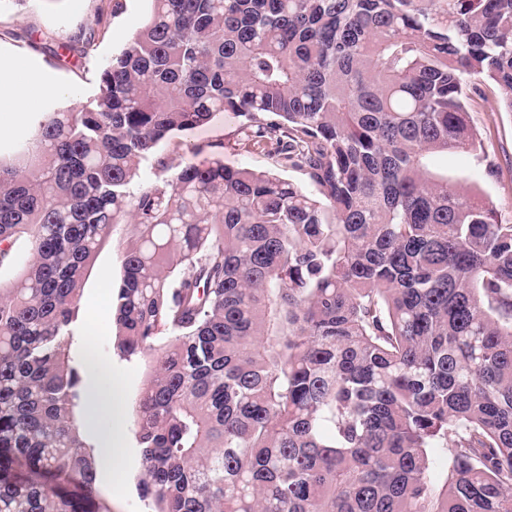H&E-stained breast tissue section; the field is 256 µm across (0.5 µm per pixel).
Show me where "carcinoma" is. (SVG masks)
<instances>
[{
    "label": "carcinoma",
    "instance_id": "obj_1",
    "mask_svg": "<svg viewBox=\"0 0 512 512\" xmlns=\"http://www.w3.org/2000/svg\"><path fill=\"white\" fill-rule=\"evenodd\" d=\"M150 2L0 161V512H112L71 346L120 224L145 512H512V224L430 165L480 148L467 80L512 89V0ZM223 112L317 194L218 159L139 184Z\"/></svg>",
    "mask_w": 512,
    "mask_h": 512
}]
</instances>
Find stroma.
<instances>
[{"mask_svg": "<svg viewBox=\"0 0 512 512\" xmlns=\"http://www.w3.org/2000/svg\"><path fill=\"white\" fill-rule=\"evenodd\" d=\"M120 10H113L112 0H34L27 8L0 9V56L14 58L27 66L38 79L52 86L41 112L0 131V158L13 156L14 146L33 138L42 111L65 110L90 101L100 74L127 43L134 30L151 11L150 0H121ZM104 22L94 43L84 50L81 63L57 53L58 43L66 41L94 16ZM496 84L471 89L469 118L483 143L481 157L464 153L438 156L439 165L448 168L460 181L475 184L494 203L501 223L512 224V112L501 104L511 95ZM245 118L232 113L217 115L199 127L177 132L159 143L158 153L167 156L173 169L189 162L223 160L231 168L246 167L280 175L290 182L309 187L303 171L282 167L276 157L262 149L244 151L238 144L250 134ZM123 231L115 229L112 238L99 252L90 276L84 282L82 319L76 333L92 336L101 358L107 361L112 377L122 389V419L118 434H106V441L120 439L126 450L119 474L100 469L101 488L112 502L113 512H144L140 484L144 477L140 450L136 445L131 409L144 381L142 359L123 360L112 349L115 326L111 306L105 305L110 286L121 277Z\"/></svg>", "mask_w": 512, "mask_h": 512, "instance_id": "35a3bbf8", "label": "stroma"}]
</instances>
